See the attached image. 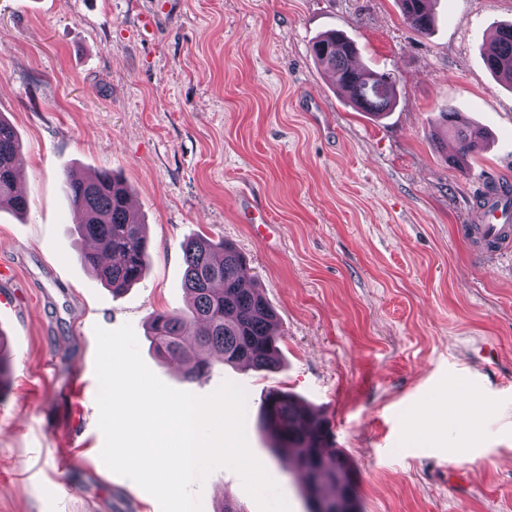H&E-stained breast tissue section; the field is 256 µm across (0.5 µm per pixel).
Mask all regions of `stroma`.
I'll list each match as a JSON object with an SVG mask.
<instances>
[{
	"label": "stroma",
	"mask_w": 512,
	"mask_h": 512,
	"mask_svg": "<svg viewBox=\"0 0 512 512\" xmlns=\"http://www.w3.org/2000/svg\"><path fill=\"white\" fill-rule=\"evenodd\" d=\"M433 11L423 35L395 0H0V115L28 200L0 210L14 270L0 512H160L100 458L94 329L126 323L167 385L245 389L250 448L291 512L309 504L261 428L273 386L321 410L360 512H512V252L483 260L462 233L483 186L512 184V87L483 61L512 0ZM333 29L396 76L384 116L313 58ZM449 106L488 132L461 164L430 136ZM101 171L128 185L150 240L143 279L118 294L82 265L62 187ZM200 233L245 256L276 314L278 370L217 362L190 382L151 346V315L189 305L182 244ZM193 489L203 512H258L231 470Z\"/></svg>",
	"instance_id": "1"
}]
</instances>
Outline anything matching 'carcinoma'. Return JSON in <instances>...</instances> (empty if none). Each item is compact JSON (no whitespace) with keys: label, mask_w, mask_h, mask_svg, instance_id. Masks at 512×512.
<instances>
[{"label":"carcinoma","mask_w":512,"mask_h":512,"mask_svg":"<svg viewBox=\"0 0 512 512\" xmlns=\"http://www.w3.org/2000/svg\"><path fill=\"white\" fill-rule=\"evenodd\" d=\"M404 20L416 31L433 23L431 0H397ZM312 54L363 112L379 116L389 111L395 98L391 74L370 67L354 68L351 57L357 43L342 32H330L312 44ZM487 68L512 83V23L498 28L497 38L485 52ZM441 125L454 133L462 157L479 146L482 128L464 120L453 108L440 111ZM19 142L14 128L0 118V210L22 212L26 197L15 189L11 163ZM71 206L79 217L77 228L92 250L80 252V261L117 292L141 280L148 257L144 225L126 207L129 189L107 171L91 179L65 177ZM183 286L190 297L188 310L158 312L150 320L151 341L163 356L177 357L186 348L198 358L187 365L186 378L198 380L211 369L215 357L230 366L272 372L279 367V336L276 316L260 289L246 272L245 257L231 244L196 237L182 247ZM263 429L272 440V450L293 458L303 473L305 490L327 499L353 491L349 464L337 457L326 461L329 430L320 412L290 393L270 387L260 400Z\"/></svg>","instance_id":"carcinoma-1"}]
</instances>
